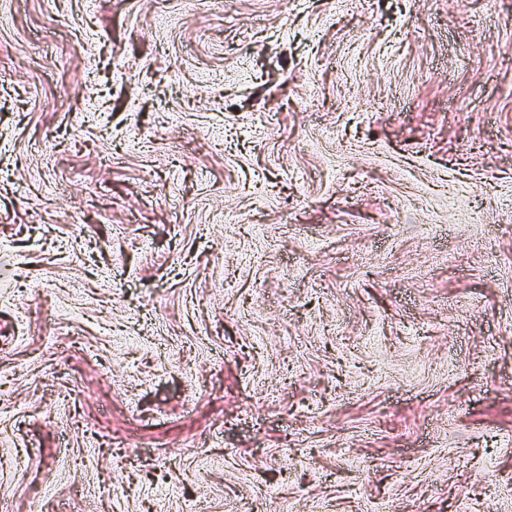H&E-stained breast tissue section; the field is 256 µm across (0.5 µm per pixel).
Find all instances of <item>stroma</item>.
<instances>
[{
  "label": "stroma",
  "mask_w": 512,
  "mask_h": 512,
  "mask_svg": "<svg viewBox=\"0 0 512 512\" xmlns=\"http://www.w3.org/2000/svg\"><path fill=\"white\" fill-rule=\"evenodd\" d=\"M0 512H512V0H0Z\"/></svg>",
  "instance_id": "1"
}]
</instances>
